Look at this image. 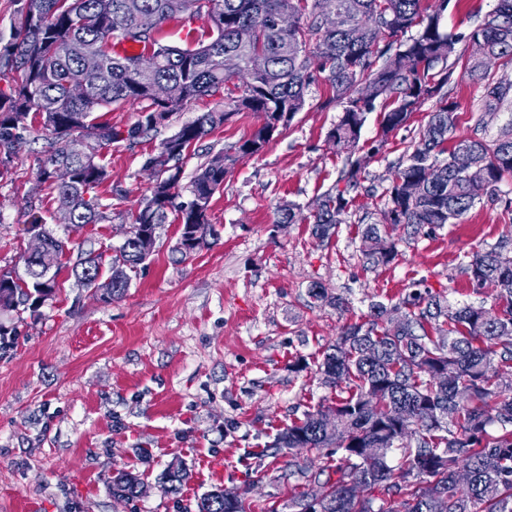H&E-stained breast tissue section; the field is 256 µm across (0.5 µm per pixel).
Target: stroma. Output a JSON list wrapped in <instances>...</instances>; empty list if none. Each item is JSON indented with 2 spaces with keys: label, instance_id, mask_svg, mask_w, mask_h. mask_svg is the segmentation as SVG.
I'll return each instance as SVG.
<instances>
[{
  "label": "stroma",
  "instance_id": "stroma-1",
  "mask_svg": "<svg viewBox=\"0 0 512 512\" xmlns=\"http://www.w3.org/2000/svg\"><path fill=\"white\" fill-rule=\"evenodd\" d=\"M497 0H451L443 16L448 32L483 23ZM213 23L202 14L191 24L159 25L162 43L209 42ZM448 98L458 104L454 138L471 136V115L483 89L454 72ZM325 82L309 92V104L259 155L239 161L213 197L208 212L219 238L191 257L174 248L176 222L158 231L153 254L133 274L120 298L103 302L79 285L71 268L81 252L110 263L151 181L143 165L160 143L200 113L223 108V95L188 103L152 136L103 149L108 173L98 188L111 220L82 228L60 223L56 203L38 181L45 132L29 119L25 140L0 176V269L21 267L33 217L57 235L69 236L59 292L37 316L12 323L14 347L0 354V512H197L199 498L216 488L243 493L249 512L285 504L296 493L289 462L320 460L319 451L274 455L275 435L308 407L333 400L319 383L317 360L344 324L360 320L370 302L392 306L424 281L454 303L499 308L494 289L473 287L462 256L512 237V181L502 196L486 197L457 223L407 234L383 226L398 255L386 265L365 254L361 231L380 222L384 190L406 159L435 106L425 101L406 127L392 133L378 154L388 107L368 114L359 141L367 159L361 184L335 234L317 238L308 218L345 164L327 135L341 114L321 108ZM260 118L240 112L191 148L183 164L189 185L207 155L247 139ZM298 205L303 220L276 226L278 208ZM346 298L340 313L310 297L312 283ZM305 370H297V360ZM188 472L179 493L163 488L168 465ZM139 475L147 492L115 499L114 470Z\"/></svg>",
  "mask_w": 512,
  "mask_h": 512
}]
</instances>
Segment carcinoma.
<instances>
[{"mask_svg": "<svg viewBox=\"0 0 512 512\" xmlns=\"http://www.w3.org/2000/svg\"><path fill=\"white\" fill-rule=\"evenodd\" d=\"M342 13L341 24L328 29L319 19L321 0H16L17 20L10 41L0 47V79L10 83L0 91V164L10 162L24 142L30 113L39 115L47 134L40 182L56 195L58 209L71 224H104L107 210L91 196L107 173L97 162L102 149L114 142L136 144L158 128L155 120L171 117L188 102L224 90L232 77L224 74V53L240 52V27L255 31L249 48L268 59V68L242 82V93L230 97L224 110L203 112L161 142L144 168L152 178L133 223L141 230L157 229L174 213L196 240L179 243L185 258L218 230L208 220L214 194L240 160L260 154L274 134L288 126L285 114L296 115L308 105L310 88L319 79L330 95L319 107L333 103L344 115L329 133L336 151L346 154L343 188L325 193L313 214V232L327 238L343 223L359 187L365 163L357 156L367 114L379 101L393 108L383 113L381 137L371 147L378 153L388 136L407 125L413 112L438 98L435 110L405 162L385 190L383 223L413 228L451 224L482 197L512 179V130L496 137H467L448 145L458 121V105L443 92L453 69L482 85L483 106L475 128H484L483 114L512 104V80L492 70L512 69V0H498L489 18L467 33L450 34L442 19L450 0H332ZM207 12L214 36L204 44L177 47L163 44L157 31L135 30L144 12L158 23L193 19ZM288 14V29L274 18ZM415 36L406 37L412 28ZM142 47L135 55L113 51L115 43ZM461 42L472 47L457 52ZM94 47L103 56L101 79L83 98L72 96L82 72V55ZM171 83L182 96L162 103L151 84ZM143 104L138 120L126 129L93 117L99 107L119 102ZM243 110L260 114L261 122L246 140L202 163L189 185V198L176 202L181 191L182 163L187 152L227 114ZM85 137L92 154L71 157L66 139ZM467 150L487 174V184L475 187L457 172L451 160ZM71 170L70 182L53 180L57 166ZM31 229L42 234V258H23L24 272L0 271V310L35 314L53 297L59 284L61 258L71 250L33 219ZM148 255L127 241L112 258L110 276L99 282L100 263L92 253L79 257L75 278L85 288L101 292L99 299L124 294L131 273ZM464 272L475 287L490 286L501 302L502 317L487 323L484 307L453 304L448 296L413 289L400 302L408 306L407 322L397 335L385 325L387 305L372 302L368 319L346 324L322 352L318 363L321 385L338 390L336 401L319 403L278 433L271 448H315L325 451L319 465L288 463V476L303 490L288 501L289 512H512V241L502 239L488 250L466 256ZM311 297L345 312L349 301L331 296L321 285ZM452 377H444L443 369ZM187 475L179 466L165 474V492L178 493ZM326 476L320 481V476ZM140 478L123 470L112 477V496L138 497ZM235 505L212 490L197 502L198 512H247L240 493Z\"/></svg>", "mask_w": 512, "mask_h": 512, "instance_id": "obj_1", "label": "carcinoma"}]
</instances>
